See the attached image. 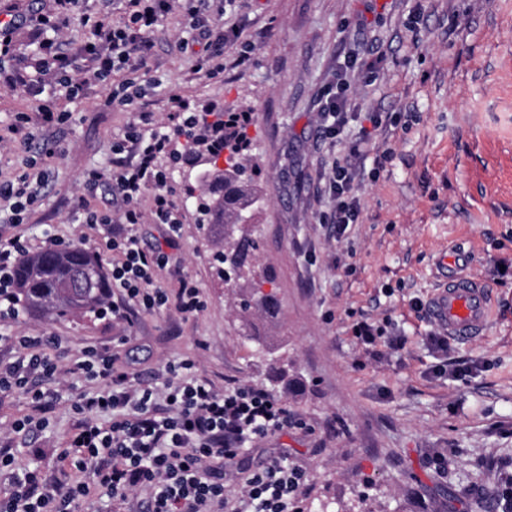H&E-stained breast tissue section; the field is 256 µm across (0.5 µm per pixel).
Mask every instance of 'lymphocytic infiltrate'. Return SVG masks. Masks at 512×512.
Wrapping results in <instances>:
<instances>
[{"mask_svg": "<svg viewBox=\"0 0 512 512\" xmlns=\"http://www.w3.org/2000/svg\"><path fill=\"white\" fill-rule=\"evenodd\" d=\"M80 2L53 0L52 9L38 15L42 39L34 78L0 69V81L32 87L46 75L66 84L75 72L96 78L110 75L129 64L132 55H147L149 36L166 10V0H125L122 25L89 20L88 40L79 55L73 56L46 33L60 30ZM321 112L324 136L335 143L360 118L340 90L327 95ZM192 130V125L181 120L167 131L146 135L131 131L126 143L114 148L120 160L112 194L120 203V220L114 224L108 216L95 213L86 218L87 223L107 225L112 248L120 255L110 275L113 318H124L130 303L150 311L172 309L186 317L204 307L194 280L182 279L173 296L155 285L153 271L165 267L169 257L160 249L145 252L137 236L143 221L138 199L147 191L152 194L154 222L177 230L168 174L155 160L170 153L175 140ZM127 148L133 160L123 159ZM356 176L348 156L336 158L328 176L330 205L320 213V223L340 228L357 223ZM20 255L19 239L0 235V303L5 315L13 319L19 316L12 288ZM12 342L20 353L15 360L0 361V391L31 390L32 413L17 420L10 435L0 437V512H77L81 501L102 490L122 502L132 492H145L144 512H303L308 476L290 466L287 458L271 457L263 468L245 477L236 468L238 459L256 442L292 426L287 407L262 389L246 385L217 389L196 376V363L189 358L168 363L160 381L119 370L108 353L69 363L67 372L84 373L97 380L99 389L79 398L81 416L73 426L68 451L57 460L59 476L47 479L39 469L20 467L12 451L13 437L32 431L35 416L46 413L43 394L35 385L57 366L40 353L41 338L16 336ZM102 412L111 413L110 424L99 422ZM85 471L91 472V481L80 480Z\"/></svg>", "mask_w": 512, "mask_h": 512, "instance_id": "lymphocytic-infiltrate-1", "label": "lymphocytic infiltrate"}]
</instances>
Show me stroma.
Wrapping results in <instances>:
<instances>
[{"label":"stroma","mask_w":512,"mask_h":512,"mask_svg":"<svg viewBox=\"0 0 512 512\" xmlns=\"http://www.w3.org/2000/svg\"><path fill=\"white\" fill-rule=\"evenodd\" d=\"M168 4L135 74L89 80L74 99L50 78L35 95L0 86V177L42 173L24 223H11L0 200V234L20 236L29 254L81 246L111 271L117 255L85 211L112 210V144L138 122L139 108L152 111L156 128L172 124L176 96L217 117L228 108L251 113L249 160L268 193L262 261L275 271L282 303L264 330L296 377L290 388L272 386L269 365L241 344L189 197L187 180L203 167L167 155L158 164L170 175L181 224L172 259L155 277L171 292L180 279L196 280L203 310H139L127 322L25 311L0 321V358L14 355L9 337L40 336L51 359L107 349L119 365L155 375L188 357L217 388L272 390L299 424L258 443L240 465L254 471L287 454L308 473L306 512H474L478 502L502 512L512 484V278L493 286L487 334L449 340L444 352L429 344L436 328L412 303L432 293L441 253L464 249L469 273L485 280L494 265L512 266V0H206L210 25L229 38L212 76L198 73L196 53L182 47L193 36L183 0ZM356 57L380 59L381 68L372 77L347 68ZM341 71L355 111L378 113L383 125L355 182L359 220L340 235L318 215L329 205L324 173L345 152L324 137L320 117ZM130 76L142 98L110 103ZM42 100L69 120L21 123ZM386 150L391 159L375 165ZM93 170L102 181L90 192L84 178ZM361 319L382 326L386 340L362 345L352 331ZM391 336L403 346L391 348ZM442 362L447 372L435 374ZM40 387L50 396L49 421L17 435L13 448L49 472L92 383L64 374Z\"/></svg>","instance_id":"stroma-1"}]
</instances>
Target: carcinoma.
Wrapping results in <instances>:
<instances>
[{"label":"carcinoma","mask_w":512,"mask_h":512,"mask_svg":"<svg viewBox=\"0 0 512 512\" xmlns=\"http://www.w3.org/2000/svg\"><path fill=\"white\" fill-rule=\"evenodd\" d=\"M248 120L241 112L224 113V142L212 146L199 135V147L190 164L224 157V172L203 179L201 212L205 223L220 227L212 237L217 278L234 296L240 318L239 335L264 351L259 324L254 318L274 319L281 303L263 284L273 278L271 267L260 262L262 229L259 217L263 194L257 174L244 154L248 147ZM14 296L23 310L42 309L59 319L99 316L108 307L110 283L89 251L74 246L23 257L15 270Z\"/></svg>","instance_id":"obj_1"}]
</instances>
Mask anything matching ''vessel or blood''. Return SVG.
<instances>
[{
  "instance_id": "vessel-or-blood-1",
  "label": "vessel or blood",
  "mask_w": 512,
  "mask_h": 512,
  "mask_svg": "<svg viewBox=\"0 0 512 512\" xmlns=\"http://www.w3.org/2000/svg\"><path fill=\"white\" fill-rule=\"evenodd\" d=\"M438 264L443 282L428 300L430 321L460 340L479 335L492 317L486 283L466 272L461 253L441 255Z\"/></svg>"
}]
</instances>
